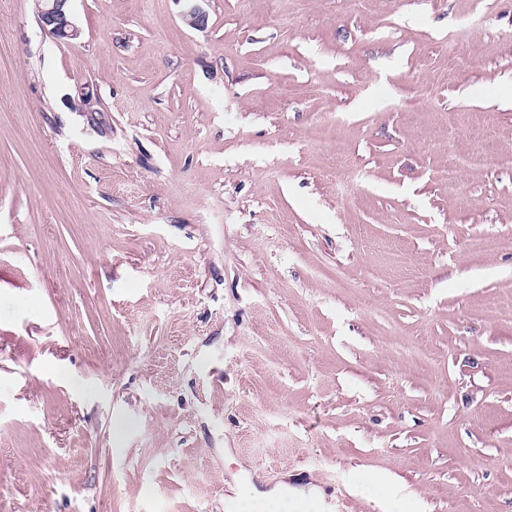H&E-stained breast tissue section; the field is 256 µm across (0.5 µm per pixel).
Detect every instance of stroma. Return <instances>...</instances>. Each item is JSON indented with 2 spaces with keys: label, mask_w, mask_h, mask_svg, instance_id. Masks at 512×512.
<instances>
[{
  "label": "stroma",
  "mask_w": 512,
  "mask_h": 512,
  "mask_svg": "<svg viewBox=\"0 0 512 512\" xmlns=\"http://www.w3.org/2000/svg\"><path fill=\"white\" fill-rule=\"evenodd\" d=\"M70 5L0 0V512H512V0ZM71 0H38L36 10L42 28L59 41L78 39L80 30L72 20ZM483 164V158L474 153L456 156L443 173V179L448 183V195L456 196L461 188L458 172L464 168H476ZM234 496L236 501L240 504L244 500L255 502L256 504H265L266 508L263 511H288V504L285 503V495H281L278 492H259L255 488L250 490V494L245 496L244 494H238L237 488L234 489ZM270 506V508H268Z\"/></svg>",
  "instance_id": "35a3bbf8"
}]
</instances>
